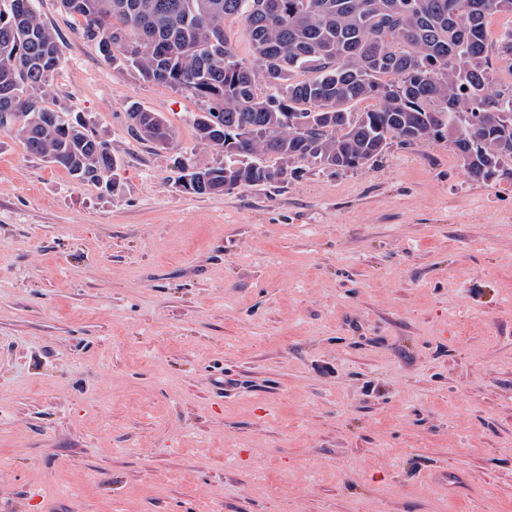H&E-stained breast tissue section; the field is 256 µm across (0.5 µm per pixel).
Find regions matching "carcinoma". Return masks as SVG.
I'll use <instances>...</instances> for the list:
<instances>
[{"label":"carcinoma","mask_w":512,"mask_h":512,"mask_svg":"<svg viewBox=\"0 0 512 512\" xmlns=\"http://www.w3.org/2000/svg\"><path fill=\"white\" fill-rule=\"evenodd\" d=\"M61 2L105 61L208 103L196 140L224 162L181 166L176 185L187 193L269 184L267 157L291 177L373 167L395 140L443 141L474 181L512 180V83L495 79L496 63L512 60V35H487L512 0ZM229 20L241 22L249 57L235 53ZM60 64L57 33L33 0H0V131L82 183L115 187L121 162L106 142L44 104ZM128 115L134 138L172 143L162 116L137 106Z\"/></svg>","instance_id":"obj_1"}]
</instances>
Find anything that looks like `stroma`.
<instances>
[{"label":"stroma","instance_id":"35a3bbf8","mask_svg":"<svg viewBox=\"0 0 512 512\" xmlns=\"http://www.w3.org/2000/svg\"><path fill=\"white\" fill-rule=\"evenodd\" d=\"M55 110L121 187L0 132V512H512V181L444 143L180 191L204 104L60 0ZM174 145L128 130L130 104Z\"/></svg>","mask_w":512,"mask_h":512}]
</instances>
